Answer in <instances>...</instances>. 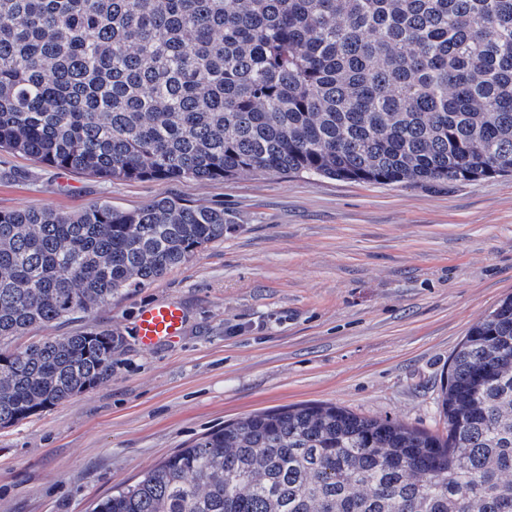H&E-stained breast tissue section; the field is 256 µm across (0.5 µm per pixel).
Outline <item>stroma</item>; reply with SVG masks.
<instances>
[{
  "instance_id": "obj_1",
  "label": "stroma",
  "mask_w": 512,
  "mask_h": 512,
  "mask_svg": "<svg viewBox=\"0 0 512 512\" xmlns=\"http://www.w3.org/2000/svg\"><path fill=\"white\" fill-rule=\"evenodd\" d=\"M161 197L223 206L236 228L163 278L9 342L108 327L124 346L93 388L0 428V512H91L202 434L285 405L442 431L449 360L512 294V177L110 181L0 152V210ZM158 301L183 306L185 330L147 350L135 322Z\"/></svg>"
}]
</instances>
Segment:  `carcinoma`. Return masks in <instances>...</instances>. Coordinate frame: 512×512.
<instances>
[{"label":"carcinoma","instance_id":"1","mask_svg":"<svg viewBox=\"0 0 512 512\" xmlns=\"http://www.w3.org/2000/svg\"><path fill=\"white\" fill-rule=\"evenodd\" d=\"M0 151L109 180L512 174V0H0ZM233 228L171 197L0 210V345ZM110 328L0 349V427L92 388ZM444 434L306 404L224 424L91 512H512V296L448 364Z\"/></svg>","mask_w":512,"mask_h":512}]
</instances>
